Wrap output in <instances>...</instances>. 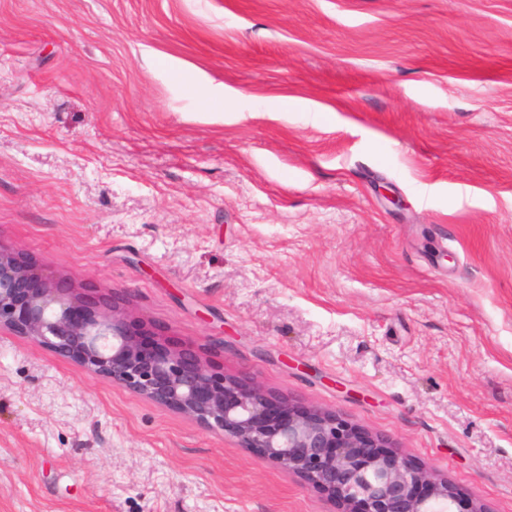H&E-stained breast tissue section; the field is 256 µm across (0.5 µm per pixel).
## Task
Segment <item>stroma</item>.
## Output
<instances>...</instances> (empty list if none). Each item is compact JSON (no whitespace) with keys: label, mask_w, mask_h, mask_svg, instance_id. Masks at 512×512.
I'll return each mask as SVG.
<instances>
[{"label":"stroma","mask_w":512,"mask_h":512,"mask_svg":"<svg viewBox=\"0 0 512 512\" xmlns=\"http://www.w3.org/2000/svg\"><path fill=\"white\" fill-rule=\"evenodd\" d=\"M0 244L512 512V0H0ZM338 510L0 329V512Z\"/></svg>","instance_id":"1"}]
</instances>
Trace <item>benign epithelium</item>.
<instances>
[{
  "instance_id": "obj_1",
  "label": "benign epithelium",
  "mask_w": 512,
  "mask_h": 512,
  "mask_svg": "<svg viewBox=\"0 0 512 512\" xmlns=\"http://www.w3.org/2000/svg\"><path fill=\"white\" fill-rule=\"evenodd\" d=\"M195 418L337 501L342 512H488L462 504L446 478L390 451L387 438L340 415L302 407L244 376L211 368L192 346L131 326L118 293L90 299L23 252L0 245V328Z\"/></svg>"
}]
</instances>
